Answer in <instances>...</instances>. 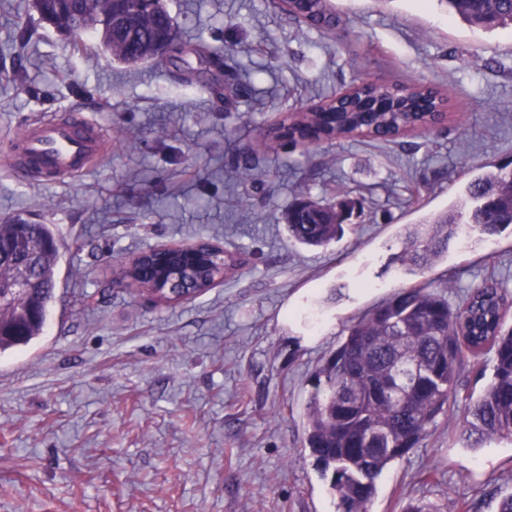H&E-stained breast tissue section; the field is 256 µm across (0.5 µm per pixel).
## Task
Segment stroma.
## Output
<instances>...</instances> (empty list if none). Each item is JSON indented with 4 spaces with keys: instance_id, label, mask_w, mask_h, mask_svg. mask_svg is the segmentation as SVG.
I'll return each mask as SVG.
<instances>
[{
    "instance_id": "obj_1",
    "label": "stroma",
    "mask_w": 512,
    "mask_h": 512,
    "mask_svg": "<svg viewBox=\"0 0 512 512\" xmlns=\"http://www.w3.org/2000/svg\"><path fill=\"white\" fill-rule=\"evenodd\" d=\"M330 31L272 0H163L189 42L177 63L129 66L74 42L30 0H0V218L52 225L56 300L43 335L0 355V512H336L304 446L310 377L350 325L428 285L449 304L493 278L512 294V228L466 241L419 275L391 264L406 226L458 203L466 172L512 160V26L485 31L438 0H329ZM222 49L209 74L195 43ZM448 97L429 133L270 146L264 128L360 78ZM84 107L106 149L83 174L39 182L10 144L33 117ZM364 214L326 247L288 236L299 192ZM210 238L222 283L155 304L117 285L119 261ZM464 365L450 411L377 481L369 512H496L512 444L465 447ZM433 472L424 480V472Z\"/></svg>"
}]
</instances>
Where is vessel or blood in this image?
Returning <instances> with one entry per match:
<instances>
[{
  "label": "vessel or blood",
  "mask_w": 512,
  "mask_h": 512,
  "mask_svg": "<svg viewBox=\"0 0 512 512\" xmlns=\"http://www.w3.org/2000/svg\"><path fill=\"white\" fill-rule=\"evenodd\" d=\"M102 144L99 127L78 112L60 120L26 125L15 140L13 162L56 180L70 179L101 157Z\"/></svg>",
  "instance_id": "b4317fda"
}]
</instances>
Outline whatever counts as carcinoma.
Returning a JSON list of instances; mask_svg holds the SVG:
<instances>
[{
    "label": "carcinoma",
    "instance_id": "carcinoma-1",
    "mask_svg": "<svg viewBox=\"0 0 512 512\" xmlns=\"http://www.w3.org/2000/svg\"><path fill=\"white\" fill-rule=\"evenodd\" d=\"M113 0H88L83 12L69 11L65 0H40L41 14L58 32L79 39L89 33L117 61L133 64L163 60L166 51L158 39L151 14L130 6L138 29L133 48L113 42L102 25L112 16ZM448 13L483 29L512 25V0H442ZM305 25L328 30L338 17L327 0H299L281 7ZM447 107V97L424 85L397 86L383 81L352 85L340 99L319 105L309 119L285 113L282 128L293 143L306 146L363 135L394 140L435 123ZM336 223L323 224L288 207V234L295 241L324 247L343 232V224L360 202L349 195L338 199ZM435 230L421 235L410 229L395 259L407 273L416 274L448 251L461 224L483 235H495L512 225V162L491 169L480 166L465 183L462 201L433 218ZM0 246L19 250L35 259L36 283L32 293H17L0 307V353L27 346L42 336L56 287L59 258L57 239L47 224H32L21 217L0 222ZM153 256L132 260L130 275L148 282L146 271ZM228 263L215 257L198 276L205 287L224 277ZM512 312V297L494 280L472 289L455 306L427 287L395 293L350 326L338 347L313 376L314 390L305 406V441L313 465L329 479L338 512H367L376 494L377 480L393 462L418 446L437 415L456 397L459 368L493 353V373L484 391L469 400L462 416V440L479 448L492 440L512 443V327L505 319ZM416 361L425 377L416 386L402 384L394 369Z\"/></svg>",
    "mask_w": 512,
    "mask_h": 512
}]
</instances>
